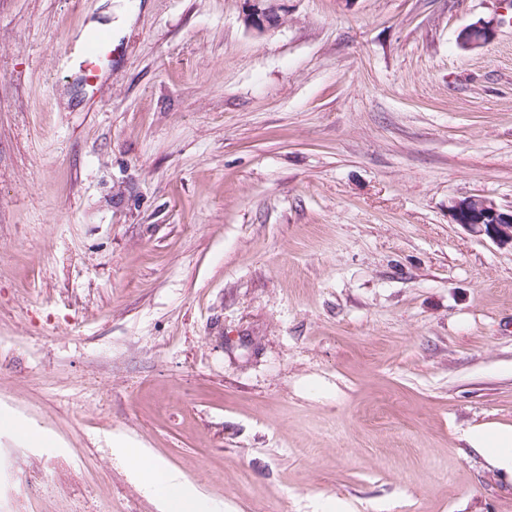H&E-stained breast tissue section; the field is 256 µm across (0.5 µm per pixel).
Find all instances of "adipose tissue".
Instances as JSON below:
<instances>
[{"label": "adipose tissue", "instance_id": "adipose-tissue-1", "mask_svg": "<svg viewBox=\"0 0 512 512\" xmlns=\"http://www.w3.org/2000/svg\"><path fill=\"white\" fill-rule=\"evenodd\" d=\"M126 460L131 468L138 471L149 492L169 503L170 512H194L185 496L181 475L161 465L148 449H128Z\"/></svg>", "mask_w": 512, "mask_h": 512}]
</instances>
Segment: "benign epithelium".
Wrapping results in <instances>:
<instances>
[{
  "mask_svg": "<svg viewBox=\"0 0 512 512\" xmlns=\"http://www.w3.org/2000/svg\"><path fill=\"white\" fill-rule=\"evenodd\" d=\"M489 34V26L477 21L464 30L462 40L475 47L485 42ZM449 212L453 223L490 239L501 248L512 250V208H503L490 198L473 195L452 201Z\"/></svg>",
  "mask_w": 512,
  "mask_h": 512,
  "instance_id": "benign-epithelium-1",
  "label": "benign epithelium"
}]
</instances>
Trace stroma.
<instances>
[{
    "label": "stroma",
    "instance_id": "obj_1",
    "mask_svg": "<svg viewBox=\"0 0 512 512\" xmlns=\"http://www.w3.org/2000/svg\"><path fill=\"white\" fill-rule=\"evenodd\" d=\"M263 7L0 0V512H512V7ZM68 73L83 87H93L104 73V63L112 61V31L99 28L72 40L66 49ZM449 212L454 224L512 250V207L503 208L490 198L473 195L452 201ZM471 440L476 448L512 466V431L481 429L472 434ZM125 460L138 471L147 489L154 496L167 501L171 512H194V507L185 496L182 476L161 465L145 448H126Z\"/></svg>",
    "mask_w": 512,
    "mask_h": 512
}]
</instances>
